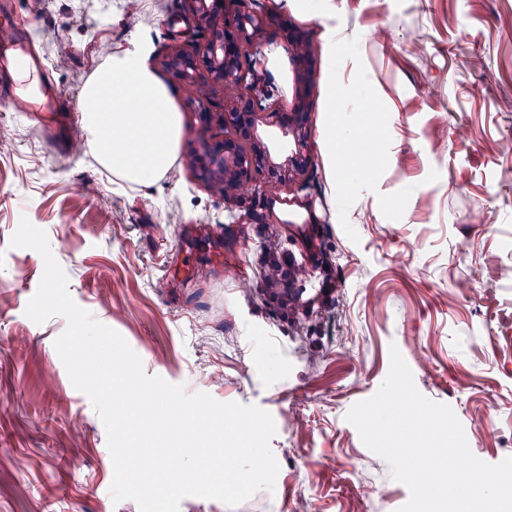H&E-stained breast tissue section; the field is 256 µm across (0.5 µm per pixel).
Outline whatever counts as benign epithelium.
I'll use <instances>...</instances> for the list:
<instances>
[{
	"label": "benign epithelium",
	"mask_w": 512,
	"mask_h": 512,
	"mask_svg": "<svg viewBox=\"0 0 512 512\" xmlns=\"http://www.w3.org/2000/svg\"><path fill=\"white\" fill-rule=\"evenodd\" d=\"M181 7L204 40L172 41L163 54L164 66L201 103L216 89L223 91L219 110L201 109L199 147L190 168L226 199L269 190L259 182L263 175L276 188L306 182L309 158L297 152L281 160L265 144L262 126L272 105L261 101L239 67V61L263 48V31L273 24L284 29L285 21L253 10L248 0H181ZM279 125L283 136L301 146L310 136L306 113L299 108L282 114Z\"/></svg>",
	"instance_id": "7a95c632"
}]
</instances>
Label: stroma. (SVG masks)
<instances>
[{
	"label": "stroma",
	"mask_w": 512,
	"mask_h": 512,
	"mask_svg": "<svg viewBox=\"0 0 512 512\" xmlns=\"http://www.w3.org/2000/svg\"><path fill=\"white\" fill-rule=\"evenodd\" d=\"M260 3L310 41L287 73L310 87L311 173L302 188L227 202L185 165L199 104L171 79L184 134L155 186L59 151L83 142L81 90L132 36L165 76V46L190 36L180 0H7L0 76L14 73L8 51L32 48L18 29L44 39L53 71L27 116L0 103V512H139L112 500L104 425L54 346L65 319L25 314L44 260L10 244L24 217L46 232L73 300L147 375L272 415L273 490L234 508L188 496L179 512H398L408 488L346 419L378 391L394 347L419 392L451 406L476 457H512V0ZM328 109L336 184L323 160ZM357 126L377 143L373 166L349 151ZM292 211L320 227L294 294L325 276L336 286L330 312L298 328L265 303L256 264L267 241L297 252Z\"/></svg>",
	"instance_id": "stroma-1"
}]
</instances>
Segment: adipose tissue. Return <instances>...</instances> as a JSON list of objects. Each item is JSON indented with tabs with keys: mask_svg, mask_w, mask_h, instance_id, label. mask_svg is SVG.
Listing matches in <instances>:
<instances>
[{
	"mask_svg": "<svg viewBox=\"0 0 512 512\" xmlns=\"http://www.w3.org/2000/svg\"><path fill=\"white\" fill-rule=\"evenodd\" d=\"M150 57L149 44L133 38L82 92L88 150L137 185L152 184L168 170L182 135L180 114L152 71Z\"/></svg>",
	"mask_w": 512,
	"mask_h": 512,
	"instance_id": "1",
	"label": "adipose tissue"
}]
</instances>
